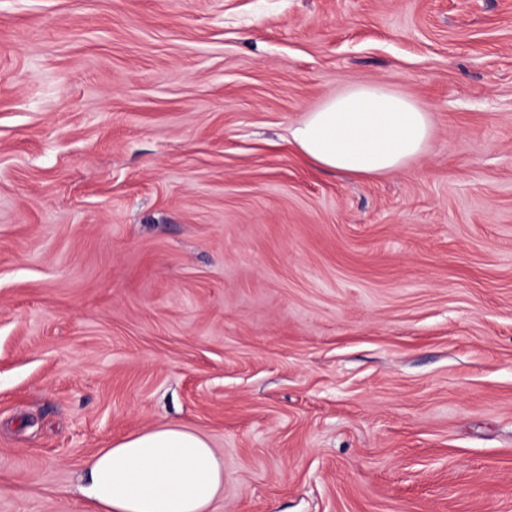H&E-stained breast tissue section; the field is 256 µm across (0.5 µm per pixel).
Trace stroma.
<instances>
[{"mask_svg":"<svg viewBox=\"0 0 512 512\" xmlns=\"http://www.w3.org/2000/svg\"><path fill=\"white\" fill-rule=\"evenodd\" d=\"M367 82L429 148L306 160ZM173 424L212 512H512V0H0V512ZM430 112L380 83H361L326 98L290 129L310 161L372 178L401 171L428 148Z\"/></svg>","mask_w":512,"mask_h":512,"instance_id":"35a3bbf8","label":"stroma"}]
</instances>
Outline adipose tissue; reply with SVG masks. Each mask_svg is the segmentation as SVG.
Masks as SVG:
<instances>
[{
  "label": "adipose tissue",
  "mask_w": 512,
  "mask_h": 512,
  "mask_svg": "<svg viewBox=\"0 0 512 512\" xmlns=\"http://www.w3.org/2000/svg\"><path fill=\"white\" fill-rule=\"evenodd\" d=\"M430 113L379 83L326 98L290 130L310 161L361 178L400 171L428 148ZM224 465L201 434L171 426L129 435L88 462L83 493L96 512H209Z\"/></svg>",
  "instance_id": "ef3b65f1"
}]
</instances>
